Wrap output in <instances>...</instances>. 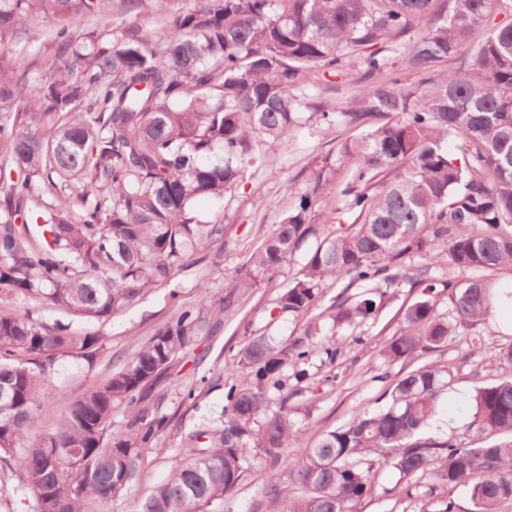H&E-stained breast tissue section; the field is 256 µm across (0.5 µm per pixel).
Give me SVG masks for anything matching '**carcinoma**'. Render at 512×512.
Segmentation results:
<instances>
[{"mask_svg": "<svg viewBox=\"0 0 512 512\" xmlns=\"http://www.w3.org/2000/svg\"><path fill=\"white\" fill-rule=\"evenodd\" d=\"M123 2L114 13L112 0H0V172H18L0 180V495L26 493L31 512H111L133 491L143 452L161 445L167 415L152 385L311 239L280 285L279 315L304 319L327 283L344 281L359 292L320 315L365 318L406 282L419 294L381 346L385 361L411 363L461 327L486 369L512 367V343L488 353L477 330L497 291L512 296V280L494 278L512 272V0H452L448 11L437 0H188L156 9L153 26L126 20L143 0ZM30 17L52 26L33 34L22 26ZM34 41L43 56L22 71ZM349 55L358 93L316 103L323 88L310 74ZM309 109L355 134L312 160L309 188L288 186L291 206L231 289L210 312L180 310L40 431L58 361H93L102 336L10 303L103 323L168 286L224 237V225L196 221L192 202L275 172ZM344 214L347 228L321 233ZM308 354L264 335L230 354L224 370L239 381L224 391V414L184 437L180 464L133 512H234L249 448L268 462L265 512H358L378 491V461L408 500L426 477L434 490L465 486L472 512L512 506V373L475 389L469 427L484 444L466 447L428 436L453 377L434 364L324 434L281 484L274 470L302 435L288 412L298 391H284V378Z\"/></svg>", "mask_w": 512, "mask_h": 512, "instance_id": "obj_1", "label": "carcinoma"}]
</instances>
